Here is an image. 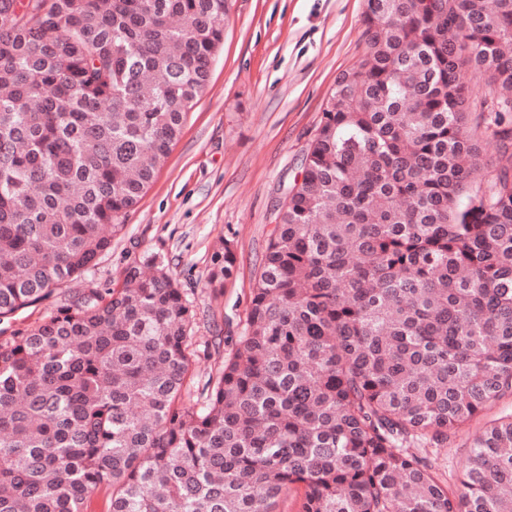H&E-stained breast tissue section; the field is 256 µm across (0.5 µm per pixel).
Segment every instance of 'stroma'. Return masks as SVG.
<instances>
[{
    "label": "stroma",
    "instance_id": "stroma-1",
    "mask_svg": "<svg viewBox=\"0 0 512 512\" xmlns=\"http://www.w3.org/2000/svg\"><path fill=\"white\" fill-rule=\"evenodd\" d=\"M365 9L366 0H226L224 43L206 92L110 249L66 285L73 293L108 288L127 264L160 254L200 311L193 350L218 330L230 338L212 358H194L192 384L236 349L281 200L278 185L297 174L337 77L363 54ZM225 238L234 242L236 269L213 288L211 256ZM511 413L508 395L439 449L449 486L458 482L469 436Z\"/></svg>",
    "mask_w": 512,
    "mask_h": 512
}]
</instances>
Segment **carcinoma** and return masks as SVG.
Masks as SVG:
<instances>
[{"mask_svg": "<svg viewBox=\"0 0 512 512\" xmlns=\"http://www.w3.org/2000/svg\"><path fill=\"white\" fill-rule=\"evenodd\" d=\"M224 0H0V321L97 264L207 89ZM261 259L190 388L164 259L0 340V512H512V0H367ZM484 80L478 96L461 79ZM495 153L485 157V146ZM209 280L233 275L231 240ZM512 413V395L498 400L491 407L480 413L472 422L464 426L457 436L448 443V448L438 450L437 465L440 474L448 481V486L455 488L465 459L468 437L491 421Z\"/></svg>", "mask_w": 512, "mask_h": 512, "instance_id": "1", "label": "carcinoma"}]
</instances>
